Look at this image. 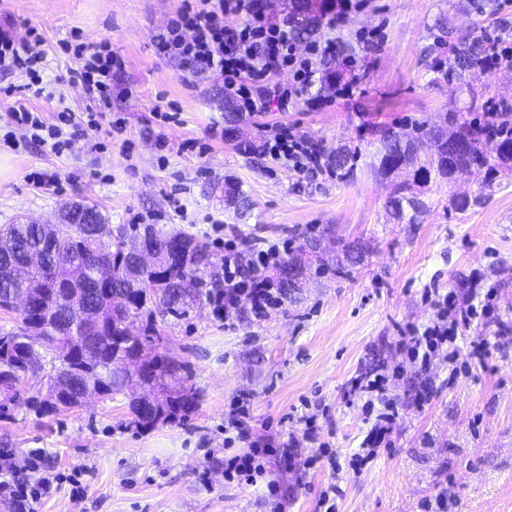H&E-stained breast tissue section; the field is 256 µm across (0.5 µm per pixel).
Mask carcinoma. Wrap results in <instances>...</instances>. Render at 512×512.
Returning a JSON list of instances; mask_svg holds the SVG:
<instances>
[{
	"mask_svg": "<svg viewBox=\"0 0 512 512\" xmlns=\"http://www.w3.org/2000/svg\"><path fill=\"white\" fill-rule=\"evenodd\" d=\"M338 0H284L273 19L288 26L298 41L319 33L322 21ZM437 80L474 76L508 57L500 40L456 38L448 19L433 25ZM512 102L493 104L483 122L472 124L450 116L444 128L417 123L382 126L378 170L385 175L416 166L414 178L454 181L474 169L512 170ZM241 120L233 99L224 97V136L245 157L258 146L239 139ZM434 143L435 154L420 161V145ZM330 169L354 175L357 155L340 146L327 153ZM411 184L399 185L386 208L397 219L404 206L416 211L420 202L405 196ZM224 204L240 208L246 198L233 182L224 183ZM319 243L306 238L275 265L282 293L300 287L302 270ZM162 255L158 266L145 270L132 262L139 250ZM208 243L155 224L113 226L94 206H63L55 224H5L0 227V312L15 315L17 329L0 330V415L20 402L17 389L29 374L41 375L46 395L24 401L38 413L79 408L89 389L107 401L137 384L145 393L130 401L133 423L147 428L188 415L198 394L187 385L186 366L160 351L161 337L143 321L159 315L179 319L196 305L224 293V278Z\"/></svg>",
	"mask_w": 512,
	"mask_h": 512,
	"instance_id": "carcinoma-1",
	"label": "carcinoma"
}]
</instances>
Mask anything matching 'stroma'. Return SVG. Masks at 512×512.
<instances>
[{
	"label": "stroma",
	"mask_w": 512,
	"mask_h": 512,
	"mask_svg": "<svg viewBox=\"0 0 512 512\" xmlns=\"http://www.w3.org/2000/svg\"><path fill=\"white\" fill-rule=\"evenodd\" d=\"M180 0H0L18 31L43 35L45 77L78 68L61 40L78 35L87 44L110 42L126 61L112 89V118L119 129H101L106 153L78 143L54 157L16 134L18 149L0 143V225L21 217L53 224L63 204L96 206L110 224H159L212 244L216 237L262 242L300 241L332 233L335 261L311 263L301 288L268 320L250 311L224 320L213 305L181 319L158 322L163 348L184 362L199 395L186 418L141 428L132 421L129 396L91 399L80 409L38 415L19 405L0 417V449L24 456L44 453L46 468L78 472L82 495L62 482L36 512H272L264 485L224 480V419L233 401L248 406L251 441L289 433L288 457L268 458L284 512H319V492L338 482L336 512H425L444 495L446 512H512V175L481 170L455 182H415L426 203L416 223H398L385 207L412 171L383 175L374 166L373 129L429 122L450 113L482 115L491 102H512V71L495 69L453 82L436 81L425 50L438 17L460 35L512 29V0H369L350 13L339 40L355 47L345 79L352 90L321 92L318 109L304 97L287 109L245 116L249 136L287 126L325 150L359 151V171L348 181L324 173L299 177L270 165L264 155L238 154L225 140L224 86L196 80L180 62L157 55L154 34ZM379 29L382 46L359 48L361 32ZM175 123L158 130L155 110ZM168 146L158 150L157 132ZM207 145L204 155L184 150ZM57 170L62 192L32 185L28 174ZM238 183L250 209L225 206V182ZM467 198V209L456 206ZM487 293V312L475 319L464 342L487 341L484 365H471L466 349L456 359L437 352L428 366L407 355L414 331L432 324L434 304L453 293ZM380 371L399 417L391 445L379 448L362 473L347 463L368 428L362 402L344 395L355 376ZM316 404L320 439L344 468L303 461L316 445L295 421L303 402Z\"/></svg>",
	"instance_id": "35a3bbf8"
}]
</instances>
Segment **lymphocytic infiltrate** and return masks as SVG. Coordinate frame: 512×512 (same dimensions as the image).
<instances>
[{
  "label": "lymphocytic infiltrate",
  "instance_id": "obj_1",
  "mask_svg": "<svg viewBox=\"0 0 512 512\" xmlns=\"http://www.w3.org/2000/svg\"><path fill=\"white\" fill-rule=\"evenodd\" d=\"M14 25L11 15L0 16V73L24 76L29 97L49 95V84L38 71L44 61L42 37L32 27L26 37H16ZM153 46L156 53L178 59L184 71L193 77L221 78L225 94L235 100L240 112L248 115L267 111L274 101L287 107L292 95L311 87L316 74L321 73L335 51L328 41L312 44L307 52H300L287 28L267 19L261 0H181L180 7L154 35ZM62 48L81 59L80 70L70 72L68 81L81 84L86 96L95 103V110L77 114L65 109L50 123L27 104L15 103L7 112L10 131L1 138L5 144H12L14 130L20 129L45 153L59 157L72 151L76 141L87 138L89 132L99 130L111 111L112 80L125 68L123 57L106 42L90 46L66 41ZM284 70L292 74L291 88L268 85V78ZM262 148L266 157L301 176H314L325 168L323 152L306 136L286 128L266 135ZM281 255L276 245L254 251L257 273L246 283L238 274L239 248L225 246V315H232L246 302L254 318L262 321L281 307L280 289L274 288L265 276L267 268ZM436 308V323L413 339L409 350L412 359L426 362L442 349L449 356H456L459 329L477 314L474 301L461 303L450 294L437 302ZM386 382L381 373L358 376L351 382L350 396L375 400L384 407L361 443L362 455L352 462L354 471H361L368 454L389 441L393 432L398 409L385 397ZM294 445V439L289 437L274 441L262 451L253 447L225 455L224 476L230 481L256 485L266 474L265 457L287 455ZM42 461L38 452L19 458L11 450L0 451V466L8 474L7 479L0 480V498L11 501L13 512H35L38 502L54 490L57 477Z\"/></svg>",
  "mask_w": 512,
  "mask_h": 512
}]
</instances>
